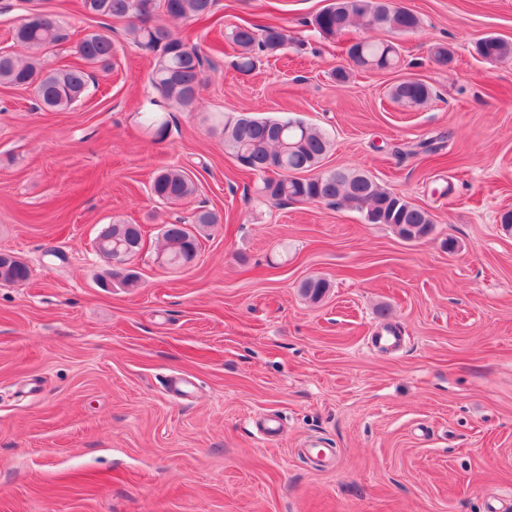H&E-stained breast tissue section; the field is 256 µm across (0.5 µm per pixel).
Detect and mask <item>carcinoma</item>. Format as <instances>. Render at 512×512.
<instances>
[{
    "label": "carcinoma",
    "mask_w": 512,
    "mask_h": 512,
    "mask_svg": "<svg viewBox=\"0 0 512 512\" xmlns=\"http://www.w3.org/2000/svg\"><path fill=\"white\" fill-rule=\"evenodd\" d=\"M215 0H80L87 15L106 17L127 23V35L153 58L151 84L164 100L189 107L197 99L205 81L204 59L195 42L176 34L169 20L193 21L212 16ZM324 37H334L356 26L367 32L385 30L401 35L420 27L417 14L405 7H395L388 0H331L312 20ZM224 39L236 51V70L248 75L258 66V53L275 55L301 39L288 34L278 25L261 28L244 21L224 28ZM13 40L23 48L36 52L69 41L66 27L55 15L34 10L13 28ZM75 52L85 63L47 69L11 53L0 54V85L31 88L38 102L49 111H67L76 106L87 92L92 78L90 69L103 70L112 65V37L102 31L86 33L76 44ZM476 52L485 59L512 58V43L495 36L482 38ZM348 58L358 67L369 70L394 69L400 64V51L389 40L361 38L347 48ZM400 103L419 106L433 96L428 84L418 80H402L391 91ZM224 135V149L241 169L259 178L257 194L273 202L326 203L338 208L358 211L368 224H388L406 242H416L431 234L432 214L402 196L381 188L360 170L323 169V161L332 148L330 137L322 130L292 117L257 116L227 113L216 117ZM155 198L169 204L187 201L195 193L189 175L179 167H166L157 172L150 184ZM220 223L217 213L197 209L187 223L168 224L161 233L163 257L171 266L184 265L198 252L200 233ZM105 248L99 254L111 259L117 253L136 254L142 238L138 224H109L99 233ZM28 265L18 257L9 264L0 263V285L26 282ZM120 278L125 288L139 286L133 273L114 268L105 272L102 281ZM330 284L312 277L300 285V292L314 301L321 299Z\"/></svg>",
    "instance_id": "1"
}]
</instances>
